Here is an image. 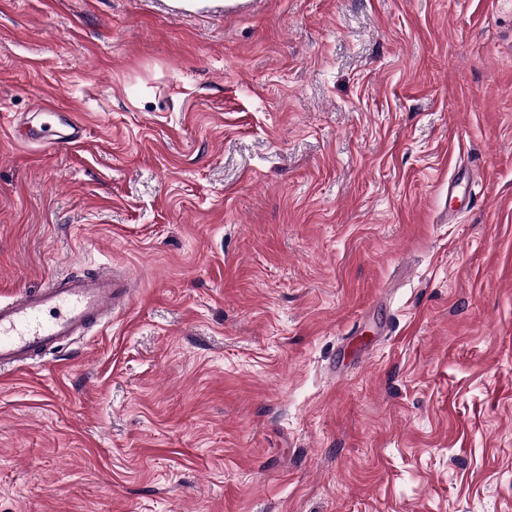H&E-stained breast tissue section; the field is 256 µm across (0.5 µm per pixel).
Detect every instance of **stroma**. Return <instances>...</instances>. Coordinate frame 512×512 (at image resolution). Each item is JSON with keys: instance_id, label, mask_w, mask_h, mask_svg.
I'll use <instances>...</instances> for the list:
<instances>
[{"instance_id": "35a3bbf8", "label": "stroma", "mask_w": 512, "mask_h": 512, "mask_svg": "<svg viewBox=\"0 0 512 512\" xmlns=\"http://www.w3.org/2000/svg\"><path fill=\"white\" fill-rule=\"evenodd\" d=\"M105 265L0 512H512V0H0V298ZM35 112H38L42 118L40 130L37 132L33 129L29 130L27 136L35 141H40L48 146L55 147L61 144L69 146H77L84 140V130L81 124L73 123L71 125L72 132L67 136L57 135L54 131V125L60 114L57 107L44 100H39L34 104Z\"/></svg>"}]
</instances>
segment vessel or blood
<instances>
[{"label":"vessel or blood","mask_w":512,"mask_h":512,"mask_svg":"<svg viewBox=\"0 0 512 512\" xmlns=\"http://www.w3.org/2000/svg\"><path fill=\"white\" fill-rule=\"evenodd\" d=\"M34 110L42 123L39 130L30 131L31 139L51 147L83 142L78 123L72 124L69 135L56 134L59 112L54 104L40 100ZM132 298L129 281L112 268L53 277L41 287L0 301V376L39 366L48 353L128 308Z\"/></svg>","instance_id":"obj_1"}]
</instances>
